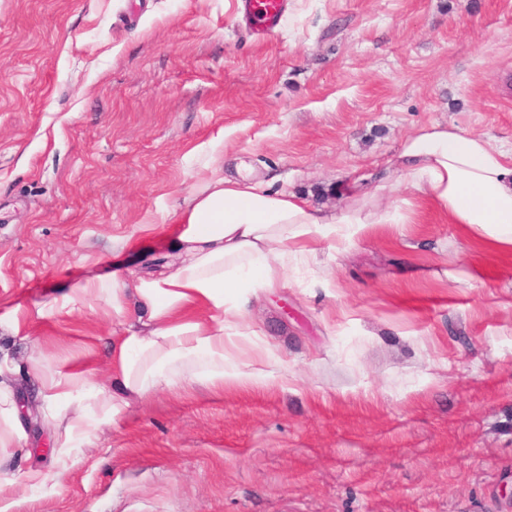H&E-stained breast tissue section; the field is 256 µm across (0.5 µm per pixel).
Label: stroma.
<instances>
[{
    "mask_svg": "<svg viewBox=\"0 0 512 512\" xmlns=\"http://www.w3.org/2000/svg\"><path fill=\"white\" fill-rule=\"evenodd\" d=\"M236 2L0 0L1 318L168 258L216 162L339 208L421 124L512 144V0H287L265 39ZM247 326L250 383L160 388L60 490L22 480L40 420L0 512H512V256L423 206L317 245ZM111 329L93 302L0 353L102 375Z\"/></svg>",
    "mask_w": 512,
    "mask_h": 512,
    "instance_id": "obj_1",
    "label": "stroma"
}]
</instances>
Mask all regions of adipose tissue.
<instances>
[{
    "label": "adipose tissue",
    "instance_id": "adipose-tissue-1",
    "mask_svg": "<svg viewBox=\"0 0 512 512\" xmlns=\"http://www.w3.org/2000/svg\"><path fill=\"white\" fill-rule=\"evenodd\" d=\"M511 156L484 135L432 122L408 136L391 159L397 181H381L337 210L315 209L295 193L211 169L176 213L173 252L165 264L142 272L114 270L37 305L32 314L17 313L0 323L6 334L25 339L32 319L90 300L112 314L106 382L98 381L87 360L41 356L27 364L24 374L36 384L43 408L64 405L71 414L51 437V471L29 469L26 485H63L73 449L91 447L93 429L112 425L177 378L219 388L250 381L251 373L232 362L229 349L253 299L276 284L298 247L350 242L373 225L412 223L420 201L512 254ZM401 186L409 197L391 204ZM16 374L0 361V448L17 447L26 436Z\"/></svg>",
    "mask_w": 512,
    "mask_h": 512
}]
</instances>
